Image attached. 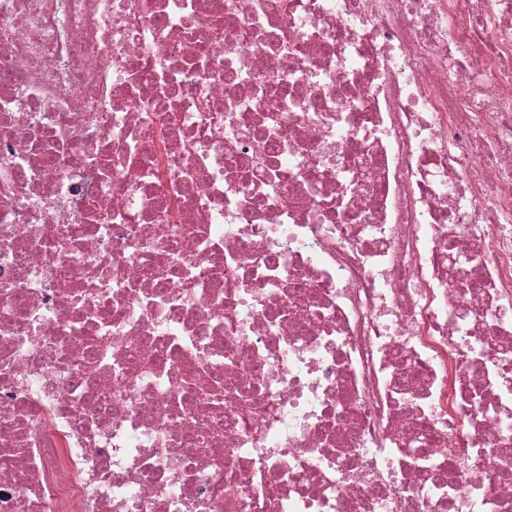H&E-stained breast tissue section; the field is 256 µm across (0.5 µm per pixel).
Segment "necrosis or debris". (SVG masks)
<instances>
[{
    "label": "necrosis or debris",
    "instance_id": "4bbe7bcc",
    "mask_svg": "<svg viewBox=\"0 0 512 512\" xmlns=\"http://www.w3.org/2000/svg\"><path fill=\"white\" fill-rule=\"evenodd\" d=\"M0 512H512V0H0Z\"/></svg>",
    "mask_w": 512,
    "mask_h": 512
}]
</instances>
